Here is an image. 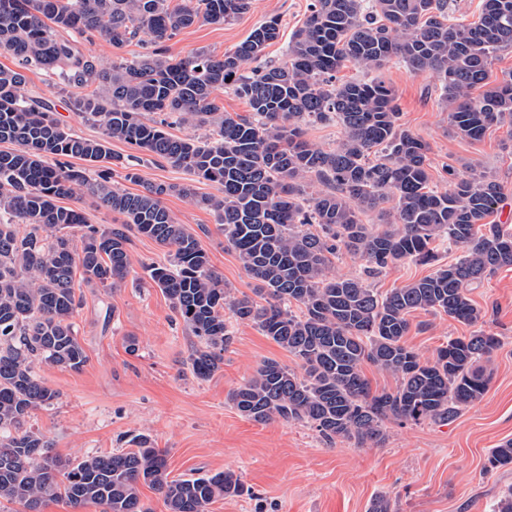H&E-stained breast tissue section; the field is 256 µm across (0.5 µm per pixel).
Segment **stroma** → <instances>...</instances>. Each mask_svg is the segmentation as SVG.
Here are the masks:
<instances>
[{
	"mask_svg": "<svg viewBox=\"0 0 512 512\" xmlns=\"http://www.w3.org/2000/svg\"><path fill=\"white\" fill-rule=\"evenodd\" d=\"M310 2L252 0L250 9L231 22L200 21L186 28L168 41V54L176 59L198 50L223 54L276 15L281 37L266 48L265 60L279 62ZM380 75L397 93L400 124L430 147L427 164L434 186L447 190L452 170L493 176L503 198L489 221L512 231V122L490 127L476 141L456 136L434 73L392 63ZM27 90L50 101L61 122L77 134L100 136V127L74 112L43 71L28 70ZM137 170L139 182L120 179L117 188L137 192L149 183L190 182L197 194L216 191L213 184L192 181L184 170L148 157ZM164 204L179 223L198 230L210 265L231 296H253L255 282L225 240L215 213L175 193L165 196ZM129 250L133 267L119 290L75 282L81 305L73 323L89 358L84 369L37 368L60 400L36 411L30 423L52 440L57 455L72 459L121 450L134 436L149 435L167 453L170 478L230 470L250 487V495L217 499L210 512H369L381 495L399 512H494L499 493L512 486V467L491 473L485 469L489 449L512 439V266L470 289L471 299L486 313L483 330L501 339L484 398L449 423H389L382 445L360 447L343 439L325 441L302 424L280 419L258 423L237 412L229 394L263 360L298 366L253 325L232 322L233 340L221 369L208 380L195 379L188 359L197 340L146 272L147 266L165 259L164 249L136 235ZM470 332V326L447 314L419 310L410 317L406 342L429 359L448 338ZM130 336L139 344L133 354L126 348Z\"/></svg>",
	"mask_w": 512,
	"mask_h": 512,
	"instance_id": "obj_1",
	"label": "stroma"
}]
</instances>
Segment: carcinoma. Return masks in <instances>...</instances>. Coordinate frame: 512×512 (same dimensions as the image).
I'll list each match as a JSON object with an SVG mask.
<instances>
[{"instance_id": "obj_1", "label": "carcinoma", "mask_w": 512, "mask_h": 512, "mask_svg": "<svg viewBox=\"0 0 512 512\" xmlns=\"http://www.w3.org/2000/svg\"><path fill=\"white\" fill-rule=\"evenodd\" d=\"M249 8L250 0L178 7L170 0H0V53L15 61L0 67V143L13 145L0 150V504L43 512L62 499L75 510L150 512L140 499L148 485L169 512H209L216 499L245 492L232 471L169 478L166 453L146 435L134 437L132 449L73 460L44 454L52 441L29 425L60 398L36 365L78 372L88 362L72 322L81 302L75 271L88 283L121 288L133 234L168 249L167 261L147 267L148 277L199 339L189 357L195 378L207 380L224 364L232 341L226 308L298 361L295 371L265 360L231 392L247 419L278 418L329 442L379 445L388 422H450L485 396L499 337L482 329L450 337L431 360L405 337L417 310L468 326L483 321L469 288L512 265V233L487 222L500 184L451 171L448 190H438L426 168L428 144L398 123L394 88L378 77L341 81L337 74L346 62L431 71L453 132L478 140L512 118V72L487 85L493 58L512 48V0H484L476 22L452 16L448 0H312L278 64H259L279 35L277 16L220 57L167 54L166 42L195 22L225 23ZM142 33L150 50L109 66L81 48L95 38L120 48ZM33 66L76 92L72 107L101 128L100 137L76 134L49 103L26 94ZM479 86L485 90L475 97ZM85 87L92 93H80ZM222 88L245 98L250 115L222 112L213 97ZM326 121L341 130L329 150L304 139V126ZM173 124L208 133L177 137L167 131ZM114 140L216 185L218 194L197 198L190 184L118 189L115 177L136 183L140 176L130 157L112 152ZM74 158L86 166H74ZM309 177L327 190L308 195ZM83 188L124 222L99 229L60 205ZM172 192L217 215L266 304L231 297L196 234L165 207ZM368 212L384 227L363 223ZM439 238L463 255L383 295L361 278L329 275L344 250L365 260L368 277L404 260L429 264ZM366 362L394 374L396 388L372 392ZM509 466L512 439L490 450L485 470Z\"/></svg>"}]
</instances>
